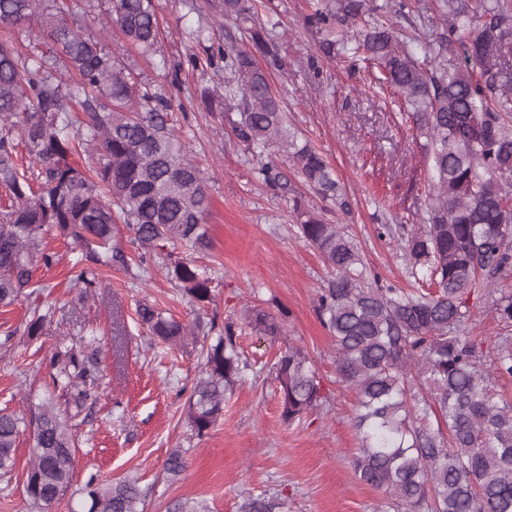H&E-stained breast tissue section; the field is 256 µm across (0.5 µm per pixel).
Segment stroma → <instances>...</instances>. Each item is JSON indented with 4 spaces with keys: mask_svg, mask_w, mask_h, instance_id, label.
Listing matches in <instances>:
<instances>
[{
    "mask_svg": "<svg viewBox=\"0 0 512 512\" xmlns=\"http://www.w3.org/2000/svg\"><path fill=\"white\" fill-rule=\"evenodd\" d=\"M314 0H271L282 22L279 58L257 57L273 90L284 97L288 123L299 141L315 147L345 189L350 208L341 211L311 190L285 157L258 155L240 143L226 113L206 111L202 88L217 84L213 68L189 65L201 48L191 37L197 27L213 28L229 50L249 48L243 23L224 19L220 0H155L160 41L153 55H141L109 22L110 0H79L76 26L120 54L145 83L161 90L174 107L173 118L191 155L203 167L211 206L205 217L211 247L174 257H192L211 278L212 300L198 308L182 296L167 274L168 257L154 256L130 270L102 269L105 289L79 299L70 286V268L78 251L48 231L56 261L38 266L35 278L42 299L54 310L47 335L15 337L0 348V410L28 415L44 399V368L56 347L70 345L85 330L99 341L103 387L97 404L80 427L73 492L51 512H73L75 489L90 474L101 480L137 481L144 492L143 512H172L180 501L201 502L206 512H239L251 496H273L284 512H393L388 497L362 483L351 458L359 439L353 416L355 396L336 382V344L321 323L315 300L330 277L318 252L297 233L302 203L329 224H341L355 238L367 266L384 282L410 288L392 239L380 236L384 224H420L426 216L429 160L398 108L374 94L365 63L320 56L318 35L305 17ZM276 162L290 186L282 191L259 180L257 169ZM148 302L195 325L176 349L151 336L137 314ZM493 301L482 297L470 308L467 327L486 337L488 351L512 327L492 318ZM275 316L282 333L270 339L245 318L250 308ZM237 327V345L251 368L224 404V417L204 436L186 421V401L201 375L205 338ZM302 347L314 361L328 398L302 422L281 417L277 384L265 370L277 349ZM30 432L17 439V465L0 478V512H27L24 478L31 458ZM187 449V469L179 477L164 470L169 452Z\"/></svg>",
    "mask_w": 512,
    "mask_h": 512,
    "instance_id": "1",
    "label": "stroma"
}]
</instances>
